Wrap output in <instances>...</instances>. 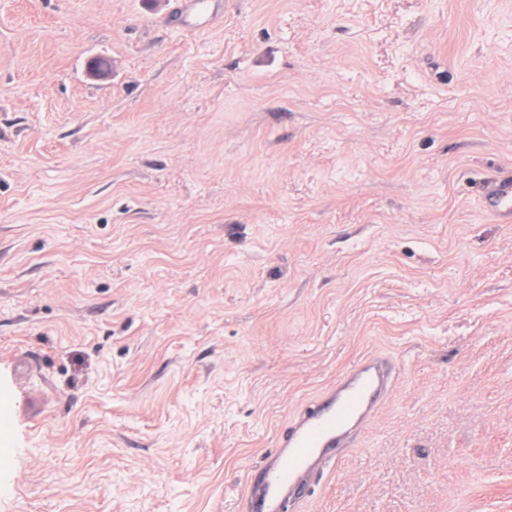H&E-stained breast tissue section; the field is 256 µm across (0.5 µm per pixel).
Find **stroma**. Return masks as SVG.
Instances as JSON below:
<instances>
[{"mask_svg":"<svg viewBox=\"0 0 512 512\" xmlns=\"http://www.w3.org/2000/svg\"><path fill=\"white\" fill-rule=\"evenodd\" d=\"M223 2L0 0V512H245L375 351L303 512H512V0ZM182 17L187 28L199 31L215 21L218 10L213 0H189L184 6ZM481 205L490 216L512 222V178L506 177L487 186ZM399 366L381 353L362 359L329 391L303 405L280 435L273 462L247 478L251 512H287L309 479L336 464V448L350 444L351 428L367 422L388 393Z\"/></svg>","mask_w":512,"mask_h":512,"instance_id":"stroma-1","label":"stroma"}]
</instances>
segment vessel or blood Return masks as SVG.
Instances as JSON below:
<instances>
[{
  "label": "vessel or blood",
  "mask_w": 512,
  "mask_h": 512,
  "mask_svg": "<svg viewBox=\"0 0 512 512\" xmlns=\"http://www.w3.org/2000/svg\"><path fill=\"white\" fill-rule=\"evenodd\" d=\"M217 16L214 0H187L182 12L185 26L195 31ZM481 205L490 216L512 222V178L487 186ZM398 370L392 356L371 354L329 391L303 405L280 435L273 462L247 479L251 512H288L289 501L298 500L304 483L335 464L337 449L348 447L352 427L374 415Z\"/></svg>",
  "instance_id": "vessel-or-blood-1"
}]
</instances>
